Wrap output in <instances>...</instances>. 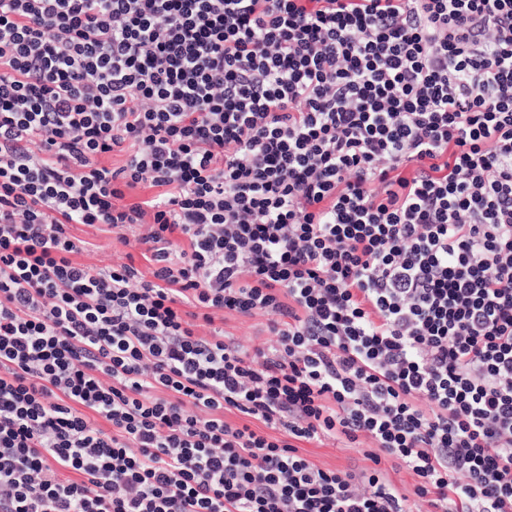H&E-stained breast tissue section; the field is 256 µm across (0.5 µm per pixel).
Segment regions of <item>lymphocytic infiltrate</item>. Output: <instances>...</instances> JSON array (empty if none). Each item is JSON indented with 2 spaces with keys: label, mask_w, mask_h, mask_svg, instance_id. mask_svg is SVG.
Instances as JSON below:
<instances>
[{
  "label": "lymphocytic infiltrate",
  "mask_w": 512,
  "mask_h": 512,
  "mask_svg": "<svg viewBox=\"0 0 512 512\" xmlns=\"http://www.w3.org/2000/svg\"><path fill=\"white\" fill-rule=\"evenodd\" d=\"M387 458L512 512V0H0V512H412ZM70 232L91 243L90 251L81 258L85 263L110 265L112 261H120L125 253L130 252L129 247L123 246L118 241L116 233L104 224H73ZM271 318L272 316L267 314L253 317L226 314L224 333L245 347H266L274 340V336L266 330V324ZM299 446L304 455L324 469L346 471L370 465L359 452L362 448H340L342 445L332 440H325L323 444L303 443Z\"/></svg>",
  "instance_id": "obj_1"
}]
</instances>
